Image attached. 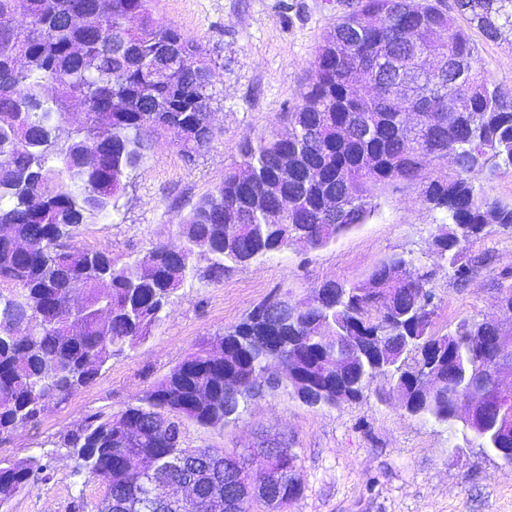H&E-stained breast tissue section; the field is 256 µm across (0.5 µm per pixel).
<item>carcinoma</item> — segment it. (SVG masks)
Returning <instances> with one entry per match:
<instances>
[{
  "label": "carcinoma",
  "mask_w": 512,
  "mask_h": 512,
  "mask_svg": "<svg viewBox=\"0 0 512 512\" xmlns=\"http://www.w3.org/2000/svg\"><path fill=\"white\" fill-rule=\"evenodd\" d=\"M48 1L60 16L93 2L0 0V17L25 19L0 24V72L10 71L0 83V442L35 426L158 326L172 296L195 274L196 254H209L205 276L219 282L294 240L319 249L366 223L368 206L357 205L354 213L323 209L326 197L343 194L346 180L367 201L395 181L416 185L421 201L443 215L432 248L460 283L475 272V265L459 262L463 249L493 227L512 231V202L488 199L472 180L487 166L512 170V94L487 78L470 36L435 0H359L323 38L309 63L307 90L288 112L291 129L302 134L246 147L241 167L250 179L225 174L181 220V244L157 243L121 265L104 252L76 249L71 239L119 198L150 135L173 134L188 155L211 143V93L208 75L192 67L199 45L159 21L151 0H112V12L91 34L61 26L45 12ZM456 5L489 38L512 31V0ZM410 28L417 30L413 41L405 37ZM77 42L87 58L83 66L71 55ZM169 49L179 50L185 63L169 83L153 84L149 66ZM20 54L25 63L16 70L11 62ZM77 93L90 101L88 111L67 110ZM399 97L423 111L422 126L403 121ZM62 126L64 139L56 134ZM285 160L298 169L288 182L298 211L288 224H269L266 212L276 198L268 184ZM432 161L448 163V175L432 176ZM308 168L320 172L319 181L304 179ZM15 240L27 242L29 251L18 253ZM430 280L393 254L358 283L326 281L306 300L268 297L192 348L136 404L115 415L92 414L64 437L76 457L74 473L104 487L93 506L81 498L71 512H152L147 473L133 468L119 476L115 467L145 454L155 473H169L182 453L181 438L170 429L186 421L222 427L263 393L294 396L296 386L287 381L255 385L266 364L292 356L301 359L304 379L321 386L319 406L354 401L381 376L406 400L409 416L451 428L460 422L463 433L493 452L512 448V434L456 416L455 400L493 369L479 354L492 327L485 319L463 320L446 334L432 332ZM102 282L108 287H99ZM278 298L293 310L292 320L277 319L272 303ZM224 343L230 347L224 366L210 367L208 350ZM338 359L349 369L340 388L327 384ZM431 363L435 387L422 392L417 382ZM226 368L242 380L235 392L224 390ZM197 389L205 399L192 398ZM124 426L143 431L145 441L122 445L115 433ZM197 458L230 477L246 470L242 457L224 448H200ZM53 475L47 461L0 458V507ZM300 493L301 484L284 477L269 496L285 506ZM262 505L239 482L221 512Z\"/></svg>",
  "instance_id": "1"
}]
</instances>
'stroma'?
<instances>
[{"mask_svg": "<svg viewBox=\"0 0 512 512\" xmlns=\"http://www.w3.org/2000/svg\"><path fill=\"white\" fill-rule=\"evenodd\" d=\"M356 2L153 0L156 16L194 38L212 68L216 136L190 158L172 135L153 136L114 208L85 225L74 245L123 264L157 241H178L180 219L240 164L241 146L285 132L283 115L309 82L323 35ZM468 33L488 75L512 91V37L491 40L473 26ZM377 203L365 224L329 246L296 242L218 283L203 276L208 261L198 258V275L173 296L158 329L113 356L95 382L52 406L38 425L0 444L2 458L55 464L53 478L13 498L7 512H68L79 496L96 503L103 489L73 475L75 458L64 436L88 414L124 410L201 339L238 324L271 294L301 299L328 280L356 283L377 262L401 253L431 274L435 331L493 315L501 290L512 287L511 233L494 231L466 246L461 262L481 257L485 264L461 285L432 251L441 215L420 202L414 184L386 186ZM268 439L288 444L297 457L302 491L288 512H512V466L478 439L408 416L380 378L338 407H310L285 395L255 399L224 427L185 423L182 445L242 453Z\"/></svg>", "mask_w": 512, "mask_h": 512, "instance_id": "1", "label": "stroma"}]
</instances>
